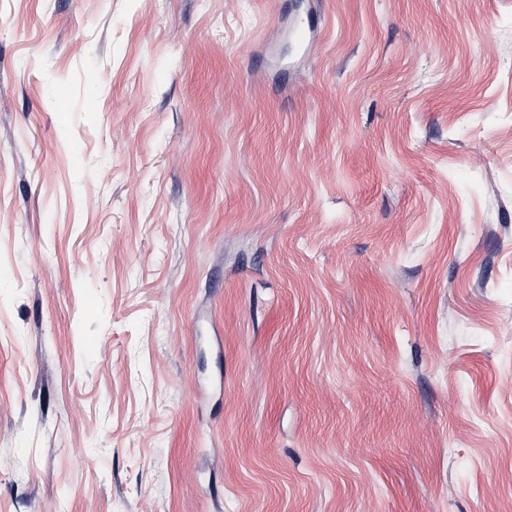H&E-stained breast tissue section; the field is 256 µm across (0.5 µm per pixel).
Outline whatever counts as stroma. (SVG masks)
I'll return each mask as SVG.
<instances>
[{
  "mask_svg": "<svg viewBox=\"0 0 512 512\" xmlns=\"http://www.w3.org/2000/svg\"><path fill=\"white\" fill-rule=\"evenodd\" d=\"M0 512H512V0H0Z\"/></svg>",
  "mask_w": 512,
  "mask_h": 512,
  "instance_id": "35a3bbf8",
  "label": "stroma"
}]
</instances>
